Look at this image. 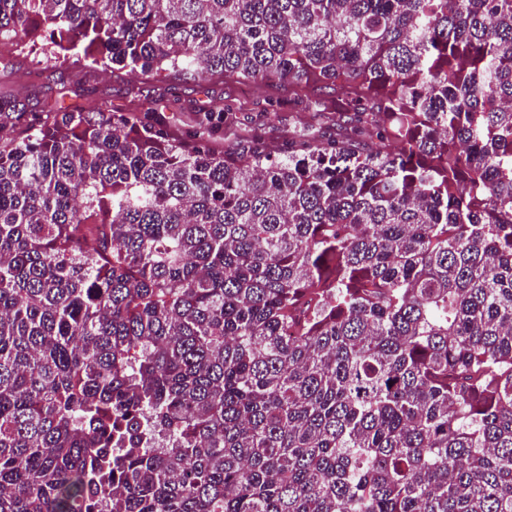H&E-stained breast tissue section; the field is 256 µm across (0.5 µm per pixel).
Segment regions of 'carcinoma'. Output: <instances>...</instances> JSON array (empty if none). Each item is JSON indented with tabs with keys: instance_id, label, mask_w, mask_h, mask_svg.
<instances>
[{
	"instance_id": "carcinoma-1",
	"label": "carcinoma",
	"mask_w": 512,
	"mask_h": 512,
	"mask_svg": "<svg viewBox=\"0 0 512 512\" xmlns=\"http://www.w3.org/2000/svg\"><path fill=\"white\" fill-rule=\"evenodd\" d=\"M2 48L349 133L0 100V512H512V0H0Z\"/></svg>"
}]
</instances>
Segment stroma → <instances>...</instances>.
Here are the masks:
<instances>
[{
	"mask_svg": "<svg viewBox=\"0 0 512 512\" xmlns=\"http://www.w3.org/2000/svg\"><path fill=\"white\" fill-rule=\"evenodd\" d=\"M3 95L18 101L32 120L41 118L44 103L55 100L86 108L103 104L115 111L134 108L142 123L164 127L185 141L201 134L210 149L245 155L257 137L276 158L287 155L294 128L311 122V104L336 105L330 88L311 90L304 104L284 84L260 87L211 77L172 76L158 82L118 69H86L63 81L53 63L6 55L0 56Z\"/></svg>",
	"mask_w": 512,
	"mask_h": 512,
	"instance_id": "35a3bbf8",
	"label": "stroma"
}]
</instances>
